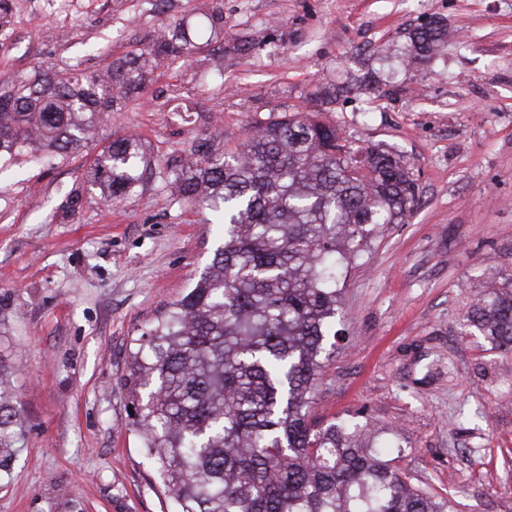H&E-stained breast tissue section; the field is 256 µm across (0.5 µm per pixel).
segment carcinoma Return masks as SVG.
I'll return each mask as SVG.
<instances>
[{
	"label": "carcinoma",
	"mask_w": 512,
	"mask_h": 512,
	"mask_svg": "<svg viewBox=\"0 0 512 512\" xmlns=\"http://www.w3.org/2000/svg\"><path fill=\"white\" fill-rule=\"evenodd\" d=\"M443 37L430 23L411 46L427 57ZM201 49L179 20L103 72L39 68L1 83L0 174L21 156L77 151L152 70ZM152 176L135 137L110 141L90 167L92 185L113 202ZM166 185L224 225L194 284L131 339L120 378L130 426L175 512H452L448 499L392 469L368 422L310 419L344 333V270L417 202L407 162L285 115L251 127L228 159L197 150ZM466 326L512 352V289L480 295ZM17 427L0 390V450L14 447Z\"/></svg>",
	"instance_id": "carcinoma-1"
}]
</instances>
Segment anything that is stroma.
I'll use <instances>...</instances> for the list:
<instances>
[{"mask_svg": "<svg viewBox=\"0 0 512 512\" xmlns=\"http://www.w3.org/2000/svg\"><path fill=\"white\" fill-rule=\"evenodd\" d=\"M215 10L223 57L155 70L80 153L0 179V363L21 418L0 454V512H173L119 378L131 339L193 284L221 229L163 173L285 114L399 154L418 186L407 222L344 274L346 335L314 418L369 421L392 467L453 512H512V353L462 332L487 283L512 279V0H0V82L102 71L160 23ZM432 21L447 40L409 63L410 34ZM124 135L156 173L109 203L90 166Z\"/></svg>", "mask_w": 512, "mask_h": 512, "instance_id": "obj_1", "label": "stroma"}]
</instances>
